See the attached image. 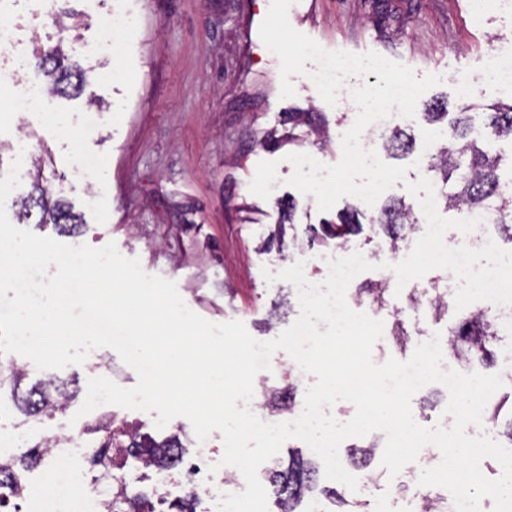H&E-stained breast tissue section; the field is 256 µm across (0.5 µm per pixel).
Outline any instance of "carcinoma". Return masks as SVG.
Instances as JSON below:
<instances>
[{"mask_svg": "<svg viewBox=\"0 0 512 512\" xmlns=\"http://www.w3.org/2000/svg\"><path fill=\"white\" fill-rule=\"evenodd\" d=\"M38 68L45 77V87L51 97H69L81 91L85 76L83 71L67 63L63 44L59 43L50 50L43 51L37 58ZM472 106L464 111L449 113L445 106L436 104L425 113L429 123H445L448 135L444 141L434 146L429 157V169L440 175L443 183L458 176V185L454 191L445 194L446 207L459 215L466 213L485 214L493 224L500 225L509 233L512 240V180L504 181L501 175L503 157L492 152L488 144H478L471 137L473 126ZM488 132L496 137L512 134V102L494 103L482 113ZM288 121L296 126L305 125L321 136L323 130L315 124L311 112H290ZM414 138L401 129L392 131L385 137V148L394 154H406L412 151ZM467 161L466 172L457 175L462 161ZM362 212L357 209L346 210L338 214L337 221L325 222L321 229L325 236L345 240L351 234L362 229ZM20 217L38 219L40 224H55L64 232H73L79 228L77 217L67 205L59 200L52 201L49 191L35 181L34 193L22 201ZM375 222L383 225L391 238L392 245H398L404 239L403 231L417 223L413 207L402 201L394 202L381 209V215ZM495 333L485 315H472L463 320L451 333L450 349L453 353L466 357L476 354L480 360L487 361L491 356L490 342ZM25 372L14 370L13 400L15 405L33 418L48 415V412L65 405L69 395L64 385L55 387L43 381L21 391ZM106 433L104 442L92 457V465L105 468L112 466V450L120 448L127 455L140 458L148 463L166 465L181 458L184 452L180 438L173 437L156 442L145 439L138 429L127 423H112L108 419L96 427ZM45 441L28 448L19 461L30 467L44 463ZM318 469L315 464L300 456H293L284 469L269 472L266 482L272 489L279 512H297L303 495L312 490L316 483ZM153 512V504L146 497L136 494L117 496L109 503V512Z\"/></svg>", "mask_w": 512, "mask_h": 512, "instance_id": "cac0c4a2", "label": "carcinoma"}]
</instances>
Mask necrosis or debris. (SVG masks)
<instances>
[{
    "instance_id": "necrosis-or-debris-1",
    "label": "necrosis or debris",
    "mask_w": 512,
    "mask_h": 512,
    "mask_svg": "<svg viewBox=\"0 0 512 512\" xmlns=\"http://www.w3.org/2000/svg\"><path fill=\"white\" fill-rule=\"evenodd\" d=\"M133 26V18L122 5L111 6L109 20L100 38L97 52L103 56H119L126 43V36ZM33 53V42L22 33L15 19L13 0H0V92L6 93L13 111L40 113L44 123H54L57 110L45 87L37 81L21 76L20 68L26 65ZM224 446L214 439L198 442L190 439L188 455L176 466L167 468L144 466L142 474L151 494L155 512H165L164 507L185 494H194L199 512H211L220 498L225 484L244 489L245 480L239 469L220 466ZM49 464L38 475L41 486L37 494L20 490L13 495L0 492L5 498L7 512H74L75 503H82L83 512H104V505L112 497L113 480H93L82 473L85 459L91 451L82 434L70 433L50 438ZM217 465V472H210V465Z\"/></svg>"
}]
</instances>
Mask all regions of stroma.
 Returning a JSON list of instances; mask_svg holds the SVG:
<instances>
[{
	"label": "stroma",
	"mask_w": 512,
	"mask_h": 512,
	"mask_svg": "<svg viewBox=\"0 0 512 512\" xmlns=\"http://www.w3.org/2000/svg\"><path fill=\"white\" fill-rule=\"evenodd\" d=\"M134 25L125 53L118 59L93 55L110 10L109 0H18L16 9L29 16L51 10L38 23L42 49L63 45L66 56L84 70L78 96L57 98L60 120L44 126L36 112H11L0 97V169L16 157L17 140L48 150L51 163L42 170L23 166L21 185L7 198L10 222H19L22 199L42 181L53 198L67 203L80 217L73 233L51 224L21 222L23 229L60 243L94 248L115 243L128 258H139L143 270L176 282L192 311L214 323L242 321L257 340L278 336L300 314L297 291L286 281L266 282L263 269L277 272L302 256L326 253L311 229L323 220L359 204L340 199L320 212L314 196L287 185L293 167L290 153H310L323 164L341 158V137L357 116L348 91L329 106L308 77L292 82L294 97L281 98L280 61L262 42L259 28L270 0H125ZM290 25L328 51L362 54L369 51L410 67L416 77L441 76L440 85L424 93L414 118L394 116L393 127L415 139L411 153L393 157L378 149L381 160L407 167L405 182L428 176L422 149L440 127L425 121L428 104L447 102L449 111L512 101V93L488 82L483 68L501 42H512V12H500L493 0H294ZM471 86L470 98L458 94L460 82ZM292 112L318 113L327 130L319 142L305 126H292ZM273 132L275 144L258 138ZM97 164L94 183L76 172L80 160ZM279 161V180L269 199L253 195L249 186L261 161ZM388 189L384 200L414 203L404 184ZM296 203L295 221L281 223L279 204ZM25 370L23 388L48 379L67 383L72 395L65 413L42 419L23 415L9 398L0 397V442L23 433L33 446L52 433L75 429L91 442V416L77 411L87 395L88 381L109 376L120 366L117 384L133 387L137 375L110 348L93 350L85 362L63 369L37 370L27 358L0 354ZM385 437L375 431L341 444L372 447L365 475L368 492L351 495L340 482L319 478L299 509L318 504L333 512L329 491L347 496V512H411L404 477L418 479L428 468L425 457L404 466L403 476L389 477L381 464Z\"/></svg>",
	"instance_id": "35a3bbf8"
}]
</instances>
